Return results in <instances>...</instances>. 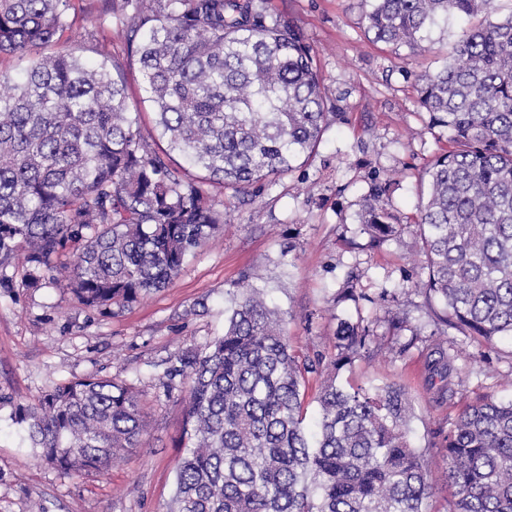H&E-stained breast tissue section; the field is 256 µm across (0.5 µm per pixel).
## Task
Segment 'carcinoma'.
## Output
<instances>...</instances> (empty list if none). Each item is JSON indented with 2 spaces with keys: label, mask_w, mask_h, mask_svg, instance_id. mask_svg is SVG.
Listing matches in <instances>:
<instances>
[{
  "label": "carcinoma",
  "mask_w": 512,
  "mask_h": 512,
  "mask_svg": "<svg viewBox=\"0 0 512 512\" xmlns=\"http://www.w3.org/2000/svg\"><path fill=\"white\" fill-rule=\"evenodd\" d=\"M107 2L169 152L217 184L246 189L276 182L315 151L327 97L290 19L254 0ZM490 3L371 0L366 31L413 49L440 18ZM69 7L0 0V54L30 55L20 75L0 72V266L23 249L30 285L58 272L85 306L103 311L165 287L224 213L136 126L120 64L44 52L68 25ZM416 91L431 127L449 133L410 220L424 257L416 288L439 322L492 346L512 339V14L465 30ZM390 187L374 182L362 197L373 245L405 229L387 207ZM261 294L231 295L224 334L165 371L167 393L177 377L188 385L171 512H432L427 449L408 437L404 387L339 381L373 331L338 323L308 429L305 375L315 364L296 359L280 312ZM430 355L429 374L456 396L454 357L439 343ZM12 421L66 473L110 466L145 426L131 389L100 377L58 385ZM446 441L448 512H512V400L466 404Z\"/></svg>",
  "instance_id": "carcinoma-1"
}]
</instances>
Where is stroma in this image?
Wrapping results in <instances>:
<instances>
[{"mask_svg": "<svg viewBox=\"0 0 512 512\" xmlns=\"http://www.w3.org/2000/svg\"><path fill=\"white\" fill-rule=\"evenodd\" d=\"M257 2L267 13L288 15L315 52L330 110L319 146L258 192L210 183L204 171L186 167L226 221L167 287L120 311L88 309L59 276L28 287L24 257L16 255L6 269L10 285L0 288V512H169L184 416L181 390L165 393L160 379L183 351L223 333L230 291L252 285L284 312L292 353L319 364L306 376L307 399L330 370L338 319L361 320L374 330L369 352L339 379L406 388L414 407L410 439L426 448L434 475L445 467V438L460 405L433 399L426 372L430 335L452 347L464 398L512 397V341L481 347L453 328L439 329L414 288L423 260L414 228L371 248L358 216L362 195L385 179L393 182V214L403 220L415 213L424 168L447 146L417 102L415 79L444 64L467 21L449 16L412 50L370 42L368 0ZM104 8V0H71V24L56 44L89 61L121 64L131 115L151 133L152 106L123 34L108 24L91 27ZM349 278L358 297L338 300ZM394 316L404 322L397 333L389 324ZM90 376L115 379L138 394L146 417L141 442L101 471L48 467L11 415L46 390Z\"/></svg>", "mask_w": 512, "mask_h": 512, "instance_id": "stroma-1", "label": "stroma"}]
</instances>
